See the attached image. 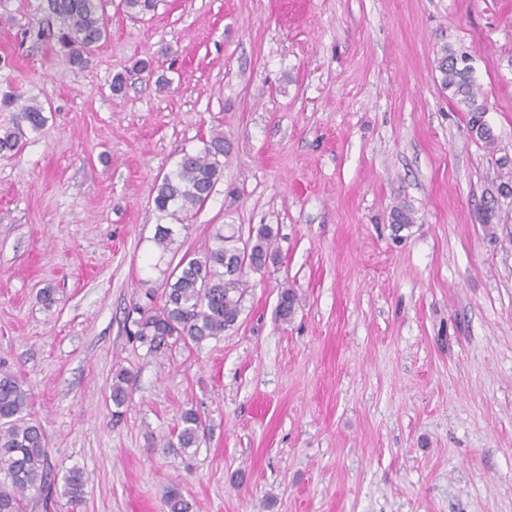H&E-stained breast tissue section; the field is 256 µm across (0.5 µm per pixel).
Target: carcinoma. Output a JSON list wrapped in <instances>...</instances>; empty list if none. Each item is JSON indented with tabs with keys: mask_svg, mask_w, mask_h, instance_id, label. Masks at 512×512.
<instances>
[{
	"mask_svg": "<svg viewBox=\"0 0 512 512\" xmlns=\"http://www.w3.org/2000/svg\"><path fill=\"white\" fill-rule=\"evenodd\" d=\"M157 0H122L128 17L141 19L155 11ZM58 28V40L70 46L69 63L82 67L109 36V21L104 0H50ZM469 55L445 45L437 57L436 70L441 87L448 91V102L467 113L470 136L485 147L495 149L497 139L489 124L482 120L488 111L487 102L478 100L479 88L473 67L466 62ZM3 105L16 108L12 125L0 128V153L22 149L27 132H38L47 122L42 105L18 103L14 97L3 99ZM224 135L217 133L203 141L195 152H183L176 168L163 174L153 198L155 210L162 217L179 223L189 219L211 196L223 176L226 154ZM277 231L261 224L243 236L233 225L213 236L202 257L185 255L170 274L172 281L165 289L164 302L154 312L142 314L137 321L136 338L149 348H159L168 340L187 347H199L236 328L243 311L245 296L253 274L265 278L280 263L281 252L276 245ZM249 261L233 274L229 261L242 249ZM279 318L288 323L296 304L293 290L284 285L279 292ZM129 376L125 372L112 380L110 399L114 414L120 415L128 402ZM31 393L7 369H0V512H23L24 501L34 493L45 498L58 493L70 502L83 497V476L77 469L63 478V485L51 479V465L42 426L30 417ZM209 435V427L197 410L182 411L174 434L165 448L183 452L199 448ZM163 512H192L191 503L176 486L164 494Z\"/></svg>",
	"mask_w": 512,
	"mask_h": 512,
	"instance_id": "carcinoma-1",
	"label": "carcinoma"
}]
</instances>
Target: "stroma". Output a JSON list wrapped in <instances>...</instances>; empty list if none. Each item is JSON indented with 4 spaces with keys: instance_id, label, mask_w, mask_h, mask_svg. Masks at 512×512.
Listing matches in <instances>:
<instances>
[{
    "instance_id": "obj_1",
    "label": "stroma",
    "mask_w": 512,
    "mask_h": 512,
    "mask_svg": "<svg viewBox=\"0 0 512 512\" xmlns=\"http://www.w3.org/2000/svg\"><path fill=\"white\" fill-rule=\"evenodd\" d=\"M105 10L110 37L77 69L49 0H0V95L48 118L0 155V360L53 477L84 479L81 503L26 512H162L173 485L196 512H512V0ZM446 44L473 57L497 150L448 103ZM215 133L224 176L160 250L159 179ZM227 224L277 228L280 265L236 329L148 350L139 310ZM187 408L210 435L184 456L162 444Z\"/></svg>"
}]
</instances>
